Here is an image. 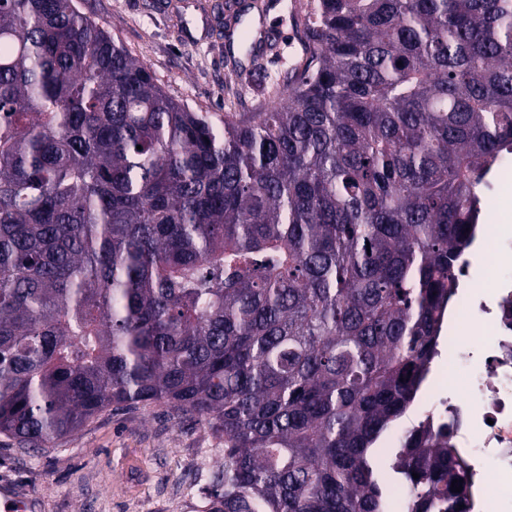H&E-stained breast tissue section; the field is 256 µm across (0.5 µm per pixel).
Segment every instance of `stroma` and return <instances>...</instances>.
I'll use <instances>...</instances> for the list:
<instances>
[{
    "mask_svg": "<svg viewBox=\"0 0 512 512\" xmlns=\"http://www.w3.org/2000/svg\"><path fill=\"white\" fill-rule=\"evenodd\" d=\"M228 0H77L80 11L143 60L165 91L221 121L256 112L304 55L293 0H236L241 26L270 31V45L231 46L220 25ZM224 466L223 443L203 422H174L162 408L105 411L50 448L0 434V485L40 500L41 512H203Z\"/></svg>",
    "mask_w": 512,
    "mask_h": 512,
    "instance_id": "stroma-1",
    "label": "stroma"
}]
</instances>
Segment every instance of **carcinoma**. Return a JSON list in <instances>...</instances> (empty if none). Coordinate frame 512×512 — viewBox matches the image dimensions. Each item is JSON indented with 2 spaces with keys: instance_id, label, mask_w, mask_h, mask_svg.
<instances>
[{
  "instance_id": "carcinoma-1",
  "label": "carcinoma",
  "mask_w": 512,
  "mask_h": 512,
  "mask_svg": "<svg viewBox=\"0 0 512 512\" xmlns=\"http://www.w3.org/2000/svg\"><path fill=\"white\" fill-rule=\"evenodd\" d=\"M303 26L281 102L217 125L75 0H0V434L159 405L224 441L208 512H468L453 424L379 443L512 153V0Z\"/></svg>"
}]
</instances>
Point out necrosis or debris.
<instances>
[{
	"mask_svg": "<svg viewBox=\"0 0 512 512\" xmlns=\"http://www.w3.org/2000/svg\"><path fill=\"white\" fill-rule=\"evenodd\" d=\"M496 252L465 256L462 277L467 292L458 294L457 312L470 316L472 330L465 340L449 337L468 373L466 395L448 391L423 401L422 416L444 423L460 417L456 446L474 475L470 512H512V503L485 495L486 482L512 492V227L496 224L488 230Z\"/></svg>",
	"mask_w": 512,
	"mask_h": 512,
	"instance_id": "1",
	"label": "necrosis or debris"
}]
</instances>
